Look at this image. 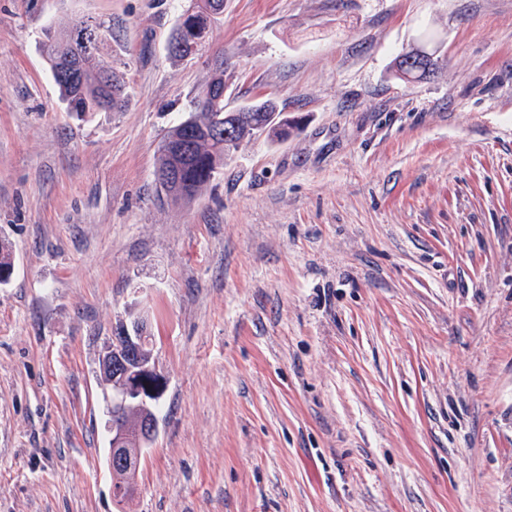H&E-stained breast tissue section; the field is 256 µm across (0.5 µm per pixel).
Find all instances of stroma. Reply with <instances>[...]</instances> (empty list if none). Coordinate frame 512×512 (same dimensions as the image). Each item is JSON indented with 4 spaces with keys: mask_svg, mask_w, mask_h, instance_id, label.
I'll return each mask as SVG.
<instances>
[{
    "mask_svg": "<svg viewBox=\"0 0 512 512\" xmlns=\"http://www.w3.org/2000/svg\"><path fill=\"white\" fill-rule=\"evenodd\" d=\"M187 4L0 0V512H512V0H224L178 61ZM87 15L125 111L59 99L45 33ZM219 58L227 110L297 126L174 201L158 148ZM145 315L119 503L97 360Z\"/></svg>",
    "mask_w": 512,
    "mask_h": 512,
    "instance_id": "stroma-1",
    "label": "stroma"
}]
</instances>
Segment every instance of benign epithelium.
<instances>
[{"instance_id":"benign-epithelium-1","label":"benign epithelium","mask_w":512,"mask_h":512,"mask_svg":"<svg viewBox=\"0 0 512 512\" xmlns=\"http://www.w3.org/2000/svg\"><path fill=\"white\" fill-rule=\"evenodd\" d=\"M150 327L146 317L129 327H121L119 336L105 344L99 357L100 378L110 388V394L106 395L107 412L119 415L129 408L142 411L138 420L110 427L108 468L112 471L121 467L130 474L125 485L113 489L117 498L130 497L136 490L140 457L132 456L130 446L147 448L158 434L153 406L163 394L164 378L154 358L155 337L151 336Z\"/></svg>"}]
</instances>
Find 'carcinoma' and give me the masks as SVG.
I'll return each instance as SVG.
<instances>
[{"instance_id":"carcinoma-1","label":"carcinoma","mask_w":512,"mask_h":512,"mask_svg":"<svg viewBox=\"0 0 512 512\" xmlns=\"http://www.w3.org/2000/svg\"><path fill=\"white\" fill-rule=\"evenodd\" d=\"M195 4L192 14V43L196 49L186 50L185 56L195 58L205 48L206 36L217 16L209 11V0H190ZM90 18L80 17L74 20L67 29L58 33L49 30L46 33V58L53 80L58 87L59 95L68 111L82 117L89 112H101V101L107 94H112V111L121 112L128 103L127 86L124 74L112 67L109 62L99 59L98 53H78L75 51L77 38L81 30L89 25ZM101 72H109L118 78L112 91L98 81ZM226 119L233 128L234 137L229 142L215 139L211 130ZM288 118L282 116L275 102L264 100L256 104L242 107L236 112L224 111V102L213 103L204 99V91L197 92L191 99L190 115L173 126L160 146L159 164L161 171L173 165V157L169 153L168 142L176 137L184 136L192 131L195 139V156L181 162L180 189L172 193L176 200L192 199L201 188L210 182L216 173L209 161L224 162V153L237 147L244 139H251L265 134L271 138H283L287 135Z\"/></svg>"}]
</instances>
